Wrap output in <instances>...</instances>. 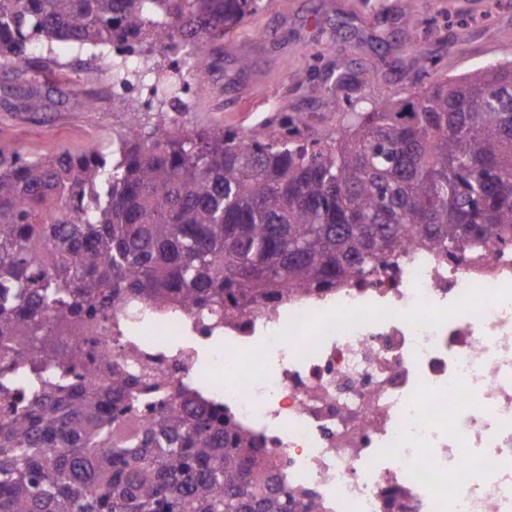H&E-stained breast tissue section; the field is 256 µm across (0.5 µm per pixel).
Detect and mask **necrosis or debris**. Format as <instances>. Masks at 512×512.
Returning a JSON list of instances; mask_svg holds the SVG:
<instances>
[{
	"label": "necrosis or debris",
	"mask_w": 512,
	"mask_h": 512,
	"mask_svg": "<svg viewBox=\"0 0 512 512\" xmlns=\"http://www.w3.org/2000/svg\"><path fill=\"white\" fill-rule=\"evenodd\" d=\"M112 57L107 88L155 108L137 48ZM78 342L93 382L147 369L224 407L317 512H512V245L409 246L221 325L118 305Z\"/></svg>",
	"instance_id": "necrosis-or-debris-1"
}]
</instances>
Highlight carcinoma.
I'll use <instances>...</instances> for the list:
<instances>
[{
  "label": "carcinoma",
  "mask_w": 512,
  "mask_h": 512,
  "mask_svg": "<svg viewBox=\"0 0 512 512\" xmlns=\"http://www.w3.org/2000/svg\"><path fill=\"white\" fill-rule=\"evenodd\" d=\"M257 0H0V67L35 43L177 54ZM112 150L0 148V512H313L263 441L189 387L136 414L137 378L68 377L77 335L119 302L229 318L366 275L419 235H512V60L369 107L336 135L188 130L127 100Z\"/></svg>",
  "instance_id": "1"
}]
</instances>
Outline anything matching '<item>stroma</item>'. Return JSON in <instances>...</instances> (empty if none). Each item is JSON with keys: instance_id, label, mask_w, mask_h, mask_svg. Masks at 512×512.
<instances>
[{"instance_id": "35a3bbf8", "label": "stroma", "mask_w": 512, "mask_h": 512, "mask_svg": "<svg viewBox=\"0 0 512 512\" xmlns=\"http://www.w3.org/2000/svg\"><path fill=\"white\" fill-rule=\"evenodd\" d=\"M223 82L196 85L188 129L262 133L296 114L304 134L335 132L352 101L406 96L439 77L512 58V0H261L224 39L204 44ZM248 68H241V60ZM102 53L69 42L38 48L27 70H0V145L35 157L111 148L128 118L109 101L84 105ZM38 109H28L30 100Z\"/></svg>"}]
</instances>
